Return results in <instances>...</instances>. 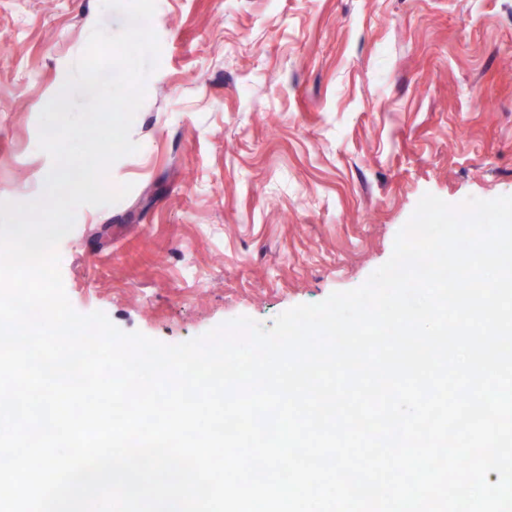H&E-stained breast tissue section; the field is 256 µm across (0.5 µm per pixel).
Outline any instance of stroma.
<instances>
[{
	"instance_id": "obj_1",
	"label": "stroma",
	"mask_w": 512,
	"mask_h": 512,
	"mask_svg": "<svg viewBox=\"0 0 512 512\" xmlns=\"http://www.w3.org/2000/svg\"><path fill=\"white\" fill-rule=\"evenodd\" d=\"M101 0H0V200L38 199V116ZM108 206L58 246L79 313L167 344L362 285L424 194L512 195V0H156Z\"/></svg>"
}]
</instances>
